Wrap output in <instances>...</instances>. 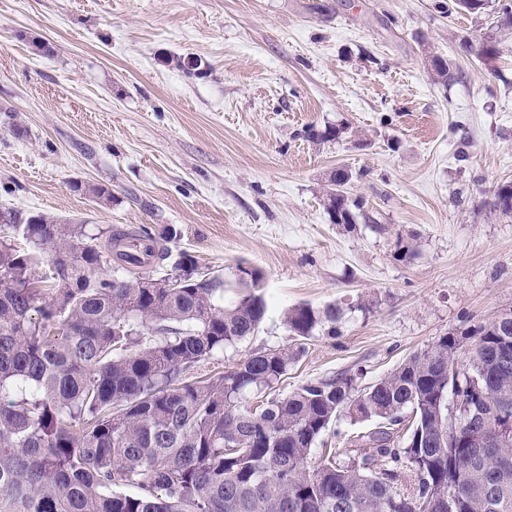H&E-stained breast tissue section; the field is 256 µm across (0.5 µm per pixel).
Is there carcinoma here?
Masks as SVG:
<instances>
[{"label":"carcinoma","mask_w":512,"mask_h":512,"mask_svg":"<svg viewBox=\"0 0 512 512\" xmlns=\"http://www.w3.org/2000/svg\"><path fill=\"white\" fill-rule=\"evenodd\" d=\"M487 4L453 0L445 13ZM494 19L512 29V2ZM429 62L437 82L454 81L446 60ZM352 178L329 175L331 223H377L348 194ZM71 187L116 201L102 184ZM490 193L512 215V181ZM178 236L0 208V512H512V310L479 325L474 345L447 334L363 388L343 371L272 396L302 341L336 329L342 308L297 305L284 316L293 346L197 377L258 329L267 302L262 271L244 266L225 302L224 277L173 251ZM153 264L182 285L148 287ZM341 416L378 422L351 441L372 453L330 448L309 467Z\"/></svg>","instance_id":"carcinoma-1"}]
</instances>
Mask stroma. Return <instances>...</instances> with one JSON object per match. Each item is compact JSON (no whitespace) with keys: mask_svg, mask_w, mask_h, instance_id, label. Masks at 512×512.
<instances>
[{"mask_svg":"<svg viewBox=\"0 0 512 512\" xmlns=\"http://www.w3.org/2000/svg\"><path fill=\"white\" fill-rule=\"evenodd\" d=\"M435 2L0 0V207L171 224L178 248L230 283L238 266L260 269L267 314L225 349L224 371L288 347L289 308L339 304L335 330L306 341L275 390L342 371L369 385L512 309V215L486 202L512 179V32ZM490 37L494 60L461 47ZM176 55L199 68L169 65ZM432 55L454 82L433 80ZM327 125L347 132L307 138ZM339 167L375 224L330 223ZM400 237L416 240L413 259L398 258Z\"/></svg>","mask_w":512,"mask_h":512,"instance_id":"1","label":"stroma"}]
</instances>
